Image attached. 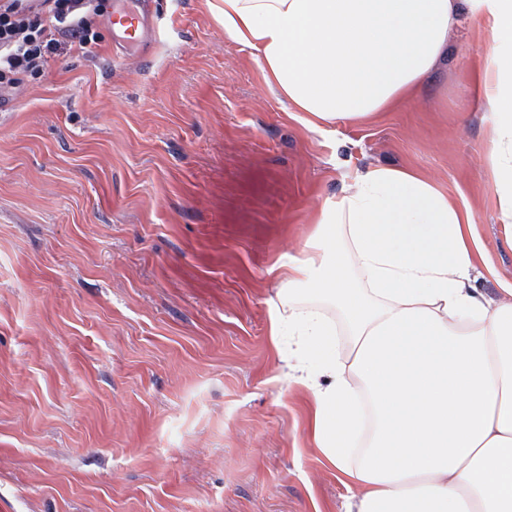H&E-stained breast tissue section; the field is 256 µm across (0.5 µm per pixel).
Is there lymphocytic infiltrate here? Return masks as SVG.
<instances>
[{"instance_id": "obj_1", "label": "lymphocytic infiltrate", "mask_w": 512, "mask_h": 512, "mask_svg": "<svg viewBox=\"0 0 512 512\" xmlns=\"http://www.w3.org/2000/svg\"><path fill=\"white\" fill-rule=\"evenodd\" d=\"M97 0H0V102L43 71L62 45L96 40Z\"/></svg>"}]
</instances>
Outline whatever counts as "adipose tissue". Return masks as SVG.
Returning a JSON list of instances; mask_svg holds the SVG:
<instances>
[{
  "mask_svg": "<svg viewBox=\"0 0 512 512\" xmlns=\"http://www.w3.org/2000/svg\"><path fill=\"white\" fill-rule=\"evenodd\" d=\"M223 2L225 35L313 131L393 108L469 17L484 35L472 89L492 114L512 241V0ZM348 179L279 263L269 308L272 335L293 338L288 379L312 395L314 441L354 485L345 512H512V302L476 286L472 213L409 170Z\"/></svg>",
  "mask_w": 512,
  "mask_h": 512,
  "instance_id": "adipose-tissue-1",
  "label": "adipose tissue"
}]
</instances>
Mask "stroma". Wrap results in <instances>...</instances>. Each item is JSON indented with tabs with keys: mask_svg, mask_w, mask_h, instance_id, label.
Listing matches in <instances>:
<instances>
[{
	"mask_svg": "<svg viewBox=\"0 0 512 512\" xmlns=\"http://www.w3.org/2000/svg\"><path fill=\"white\" fill-rule=\"evenodd\" d=\"M214 3L154 0L145 53L99 22L0 104V512H345L268 301L354 168L464 197L478 288L512 281L473 22L413 98L312 132Z\"/></svg>",
	"mask_w": 512,
	"mask_h": 512,
	"instance_id": "1",
	"label": "stroma"
}]
</instances>
